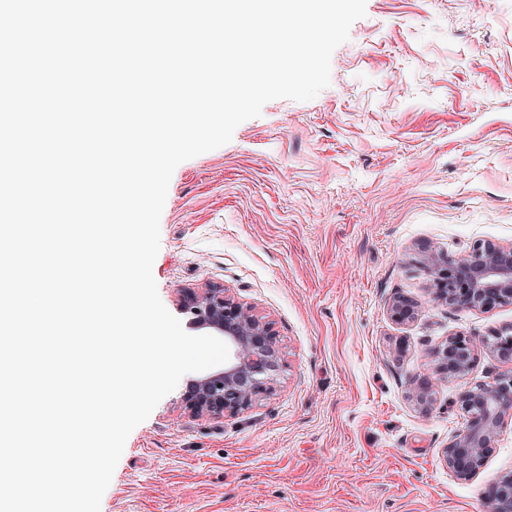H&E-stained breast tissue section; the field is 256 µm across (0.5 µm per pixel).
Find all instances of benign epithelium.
<instances>
[{
    "label": "benign epithelium",
    "mask_w": 512,
    "mask_h": 512,
    "mask_svg": "<svg viewBox=\"0 0 512 512\" xmlns=\"http://www.w3.org/2000/svg\"><path fill=\"white\" fill-rule=\"evenodd\" d=\"M418 255L432 281L434 303L480 310L512 304V245L479 242L458 257L426 245ZM177 303L191 315L194 327L224 337L231 347L224 368L191 380L180 400L183 414L194 420L236 415L250 408L258 396L272 391L283 368L272 322L237 301L221 283L183 288L178 291ZM387 311L394 323L405 325L415 320L419 305L397 297ZM480 349L511 368L458 396L457 407L465 423L442 450V462L459 481H470L480 473L500 433L512 421V335L498 333L481 339L448 336L428 352V373L408 391L415 406L431 410L437 401V380L467 375ZM484 503L485 512H512L511 471L488 486Z\"/></svg>",
    "instance_id": "1"
}]
</instances>
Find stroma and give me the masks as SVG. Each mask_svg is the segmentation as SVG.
Segmentation results:
<instances>
[{
	"instance_id": "obj_1",
	"label": "stroma",
	"mask_w": 512,
	"mask_h": 512,
	"mask_svg": "<svg viewBox=\"0 0 512 512\" xmlns=\"http://www.w3.org/2000/svg\"><path fill=\"white\" fill-rule=\"evenodd\" d=\"M314 99L267 102L182 162L153 264L159 296L224 284L267 317L283 369L236 415L193 420L180 391L129 435L101 512H485L512 471V424L480 473L440 461L455 401L506 365L480 351L410 401L448 336L512 331V305L431 302L415 255L512 244V0H367ZM417 302L406 325L387 305ZM181 323L188 314L178 313Z\"/></svg>"
}]
</instances>
